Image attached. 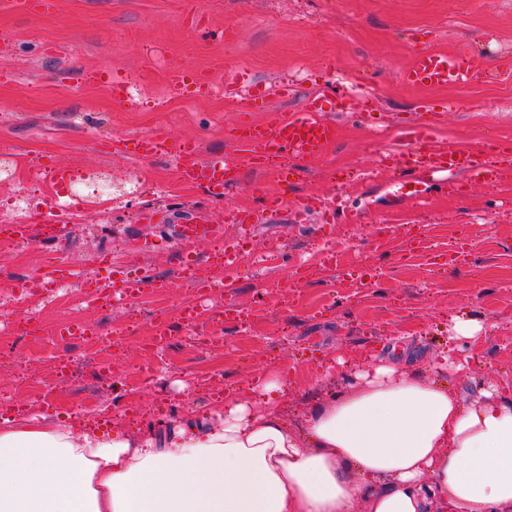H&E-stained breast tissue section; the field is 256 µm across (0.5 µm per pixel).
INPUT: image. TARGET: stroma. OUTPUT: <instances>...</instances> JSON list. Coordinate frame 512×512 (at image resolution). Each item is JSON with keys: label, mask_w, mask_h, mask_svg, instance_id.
Here are the masks:
<instances>
[{"label": "stroma", "mask_w": 512, "mask_h": 512, "mask_svg": "<svg viewBox=\"0 0 512 512\" xmlns=\"http://www.w3.org/2000/svg\"><path fill=\"white\" fill-rule=\"evenodd\" d=\"M460 44L490 79L402 83L416 48L448 53ZM186 63L209 77L214 95L171 85L170 71ZM241 70L270 92L254 121L278 122L320 97L337 137L312 161L272 154L244 162L215 196L178 182L174 152L194 140L205 159L243 156L230 137L240 118L232 78ZM111 73L122 98L111 93ZM285 83L282 97L276 89ZM355 87L374 92L373 107L339 111ZM424 99L430 111L419 110ZM421 122L444 144L512 146V0H55L43 13L0 0V152L16 165L14 179L0 180V225L33 228L26 243L0 241V317H14L11 290L29 276L51 267L65 279L30 304L25 334L0 347V423L24 413L76 425L98 417L135 434L188 405L205 414L274 369L288 379L283 414L294 428L309 405L350 390L354 367L388 356L407 373L465 389L512 374V187L472 180L464 195H437L424 208L395 200L398 177L378 173L379 154ZM154 131L171 154L139 159L111 148ZM54 167L73 177L66 213L52 203ZM83 175L111 182L102 204L84 205L74 183ZM340 194L353 223L326 211ZM270 197L286 207L248 246L279 252L267 268L214 266L213 242L196 244L198 263L185 268L172 240L139 220L152 210L168 224H220L232 236L233 213ZM309 197L319 208L308 223L291 222V207ZM64 221V240L41 238L39 225ZM329 242L340 250L332 270L319 261ZM119 251L123 274L150 272L155 288L135 305L85 307L83 281L107 277L102 260ZM186 302L198 306L196 324L181 318ZM225 306L237 317L224 321L221 342L194 348L192 338L210 335ZM456 317L485 325L462 372L442 363ZM159 318L171 327L165 371L149 347ZM63 320L89 322L119 343L97 355L77 341L61 345L75 366L59 378L36 350Z\"/></svg>", "instance_id": "obj_1"}]
</instances>
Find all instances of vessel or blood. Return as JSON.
<instances>
[{
  "mask_svg": "<svg viewBox=\"0 0 512 512\" xmlns=\"http://www.w3.org/2000/svg\"><path fill=\"white\" fill-rule=\"evenodd\" d=\"M484 76L470 50L462 48L454 54L439 53L428 48L416 49L411 66L402 75L403 82L414 88L444 87L479 81ZM171 81L174 86L193 85L201 95L208 94L212 84L207 77L186 67L175 72ZM322 109L317 100H310L298 115L277 123L258 126L248 120L239 121L231 136L245 147L250 159L269 153L293 158L314 159L334 142L337 129L335 123L323 120ZM134 145L140 156L149 157L167 153V139L158 133L138 136ZM386 168L399 170L406 177V199L416 207L427 204L432 193H460L464 184L455 181L458 171L469 172L481 183L495 187L512 182V163L498 158V151L490 145H479L458 150L453 145L433 143L426 125H410L404 131L403 144L390 148L380 158ZM238 165L233 157L221 161L201 159L195 144H185L179 151L178 170L181 178L189 183L203 184L213 193H223L228 177ZM175 237L182 249H190L202 240H224V260L234 262L241 248L240 242L225 240L224 227L220 224H197L190 222L174 227ZM142 280L109 281L108 285H94L87 294L100 298L103 288H111L114 303L131 301L142 290Z\"/></svg>",
  "mask_w": 512,
  "mask_h": 512,
  "instance_id": "1",
  "label": "vessel or blood"
}]
</instances>
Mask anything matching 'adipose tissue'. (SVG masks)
Listing matches in <instances>:
<instances>
[{"label": "adipose tissue", "instance_id": "obj_1", "mask_svg": "<svg viewBox=\"0 0 512 512\" xmlns=\"http://www.w3.org/2000/svg\"><path fill=\"white\" fill-rule=\"evenodd\" d=\"M278 372L133 436L0 425V512H512V377L470 394L378 360L282 416Z\"/></svg>", "mask_w": 512, "mask_h": 512}]
</instances>
